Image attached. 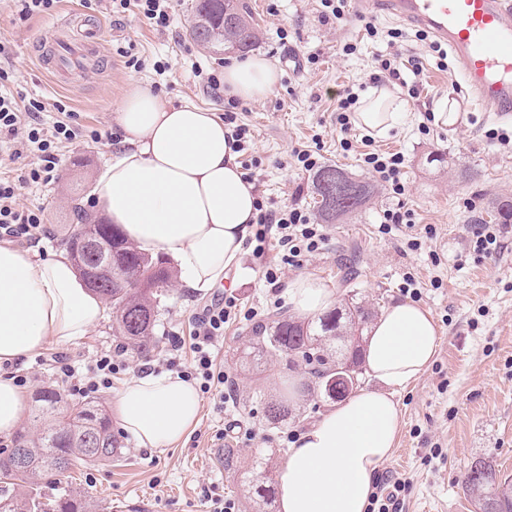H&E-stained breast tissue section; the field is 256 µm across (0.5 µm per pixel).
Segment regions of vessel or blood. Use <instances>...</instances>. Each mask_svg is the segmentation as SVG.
Wrapping results in <instances>:
<instances>
[{
  "mask_svg": "<svg viewBox=\"0 0 512 512\" xmlns=\"http://www.w3.org/2000/svg\"><path fill=\"white\" fill-rule=\"evenodd\" d=\"M359 8L384 10L447 46L464 83L482 111L512 117V0H357ZM80 41L60 40L46 67L80 66L99 37L96 25L80 22Z\"/></svg>",
  "mask_w": 512,
  "mask_h": 512,
  "instance_id": "vessel-or-blood-1",
  "label": "vessel or blood"
}]
</instances>
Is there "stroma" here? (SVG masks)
I'll list each match as a JSON object with an SVG mask.
<instances>
[{
    "label": "stroma",
    "mask_w": 512,
    "mask_h": 512,
    "mask_svg": "<svg viewBox=\"0 0 512 512\" xmlns=\"http://www.w3.org/2000/svg\"><path fill=\"white\" fill-rule=\"evenodd\" d=\"M242 2L263 32L256 52L282 73L272 94L243 102L238 113L239 122L253 133L238 159L259 160L253 177L259 198L274 208L296 204L316 214L312 173L291 165L292 148L314 145L321 164L339 166L372 190L363 209L325 224L322 250L301 267L283 268L282 277L318 276L335 288L339 300L356 294L377 313L403 299L405 277L419 282L420 303L440 327L439 348L428 371L398 394L402 428L383 470L407 481L402 512H475L461 486L463 471L472 461L493 458L502 474L512 477V224L504 225V246L493 256L476 258L469 243L471 223H490L489 203L512 198V144L503 146L489 137L493 130L512 131V120L476 109L457 65L438 68L428 41L418 39L416 28L405 26L403 57L422 61L418 96L407 102L413 118L388 136L375 138L373 146L404 156L406 192L400 201L411 212L412 223L380 234L379 216L397 200L363 166L361 141H354L350 151L341 150L336 98L348 86H373V57L385 50V43L366 38L353 4L343 21L323 22L318 0ZM191 4L192 0H175L171 26L158 31L135 11L112 13L105 0L89 5L84 0H60L52 15L26 19L19 17L13 0H0V41L11 49L13 93L49 103L44 122L58 119L52 105L60 101L73 112L76 123L102 134L97 142L83 137L64 144L58 178L21 189L20 204L43 209L49 231L48 238L32 247L33 256L60 252V239L75 222L74 205L92 212L93 177L112 152L110 137L118 132L113 116L129 84L157 85L173 102L187 97L223 112V91L207 89L201 75L223 76L229 57L207 53L190 39ZM74 12L101 16L103 52L89 57L83 69L62 83L43 70L38 59L48 52L55 35L70 31ZM283 27L288 30L284 38L279 35ZM347 42L358 43L359 52L344 55L341 47ZM130 56L144 61L141 72L127 67ZM158 60L170 64L161 76L152 68ZM444 96L463 106L456 125L434 123L429 134H422L426 113ZM429 224L436 229L431 238L424 235ZM413 238L421 239L420 248L410 247ZM347 271L354 278L349 289L341 285ZM227 292L236 295L243 308L258 313L255 322L226 326L216 349L218 362L232 380L234 399L224 403L215 395L202 398L197 424L183 442L170 448H140L121 433L120 460L73 466V486L104 512H206L211 495L235 500L239 512H279L277 501L253 502L249 482L275 478L277 464L288 450L287 434L308 427L329 402L313 393L303 364L291 366L283 359L250 362L253 323H267L272 314L290 309L288 302L274 301L261 278V261L251 252H244L229 278L208 292L174 283L160 299L151 352L128 353V370L113 379L111 390L95 394L93 400L104 413H111L113 399L143 365L165 357L170 336H191L196 314ZM118 343L107 315L83 340L48 347L41 359L24 360L12 371L28 374L26 389L33 395L53 384L51 357L66 356L79 368L95 351ZM292 380L301 401L288 421L268 425L267 401L278 398ZM223 447L237 449L242 469H225L219 457Z\"/></svg>",
    "instance_id": "obj_1"
}]
</instances>
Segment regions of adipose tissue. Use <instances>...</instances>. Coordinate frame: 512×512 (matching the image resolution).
<instances>
[{
  "label": "adipose tissue",
  "instance_id": "adipose-tissue-1",
  "mask_svg": "<svg viewBox=\"0 0 512 512\" xmlns=\"http://www.w3.org/2000/svg\"><path fill=\"white\" fill-rule=\"evenodd\" d=\"M280 80V70L254 53L225 66L224 93L261 99ZM407 117L394 89L374 87L353 122L384 137ZM115 122L121 139L92 188L97 218L119 225L141 251L171 257L184 287L206 291L222 283L257 219V192L237 161L232 129L216 112L190 100L174 105L137 83L124 89ZM287 296L304 319L337 302L335 289L311 274L289 280ZM103 314L102 297L65 254L39 259L0 245V435L13 433L31 408L12 366L50 345L82 340ZM438 345V325L421 304L399 300L379 314L362 351L379 387L339 401L297 435L276 475L280 512H366L375 476L397 444V395L427 371ZM113 407L138 447L162 449L188 434L201 404L193 382L151 371L129 382Z\"/></svg>",
  "mask_w": 512,
  "mask_h": 512
}]
</instances>
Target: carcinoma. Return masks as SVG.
<instances>
[{"label": "carcinoma", "mask_w": 512, "mask_h": 512, "mask_svg": "<svg viewBox=\"0 0 512 512\" xmlns=\"http://www.w3.org/2000/svg\"><path fill=\"white\" fill-rule=\"evenodd\" d=\"M189 35L203 38L211 45L209 52L221 55L229 50L246 52L259 41V31L243 14L234 0H195L191 6ZM345 175L334 165L321 167L313 178L318 196L317 211L328 219L358 211L370 191L353 181L356 194L343 201L328 193V181ZM492 213L502 224L512 223V200L492 201ZM77 223L104 237L112 249V287L95 288L112 308V335L139 353L153 345L159 297L171 286L172 273L166 261L139 252L113 224H98L93 216L74 206ZM370 311L354 300L337 307L316 322H302L280 315L252 329L249 341L254 355L261 359L286 357L310 367V374L320 394L328 396L327 384L337 375L348 378L350 387L359 384L362 375L361 347L363 331ZM53 421L21 432L15 447L25 450L31 464H15L13 454L0 458V512H97L87 496L68 484L57 493L42 492V480L59 476L71 469L74 460L110 462L119 460L121 449L112 436L110 419L88 402H67L57 390L44 387L37 393ZM292 409L288 398L267 403L266 420L278 425L288 419ZM91 431L97 447L85 446L81 435ZM465 491L479 512H512V478L501 474L490 458L471 463L464 476Z\"/></svg>", "instance_id": "1"}]
</instances>
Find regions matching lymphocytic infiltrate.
Wrapping results in <instances>:
<instances>
[{
    "label": "lymphocytic infiltrate",
    "instance_id": "lymphocytic-infiltrate-1",
    "mask_svg": "<svg viewBox=\"0 0 512 512\" xmlns=\"http://www.w3.org/2000/svg\"><path fill=\"white\" fill-rule=\"evenodd\" d=\"M363 28L370 39H385L388 49L377 54L374 63L380 75L399 82L409 97H416L417 86L412 75L418 74L420 63L405 65L397 49L404 33L399 29L380 31L372 20H365ZM13 73L0 67V146H6L11 159H24L25 165L17 176L0 175V241H21L27 244L39 242L45 237L41 210L23 207L18 202L19 190L25 184L53 181L61 164L62 144L83 136L100 139L99 131H85L69 121H57L45 125L41 118L46 105L37 98L18 103L10 86ZM368 151L362 163L377 178L388 185L394 195H404L406 188L401 179L404 157L398 153L371 150V137H363ZM325 240L321 225L312 222L301 207L291 205L283 209L260 208L256 228L248 241L255 257H263L270 244H277L282 264L302 266L307 257L317 252ZM253 311H242L236 296H225L223 301L206 306L196 318V328L190 343L181 337H173L169 353L163 361L166 370L199 383L204 394L223 395L228 376L215 361L214 348L224 335L227 323L240 319L253 320ZM190 348L192 360L183 364V348ZM128 367L123 350L105 349L89 358L83 373L64 364L56 372L58 382L67 384L72 395L80 398L111 388L113 376Z\"/></svg>",
    "mask_w": 512,
    "mask_h": 512
}]
</instances>
